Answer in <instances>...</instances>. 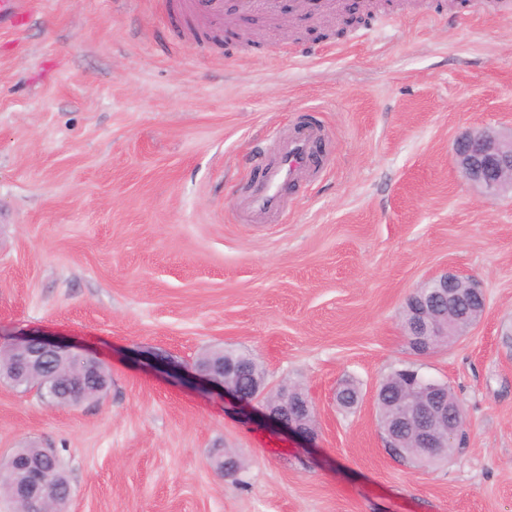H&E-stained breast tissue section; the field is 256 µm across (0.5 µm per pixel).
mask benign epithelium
I'll use <instances>...</instances> for the list:
<instances>
[{"instance_id":"1","label":"benign epithelium","mask_w":512,"mask_h":512,"mask_svg":"<svg viewBox=\"0 0 512 512\" xmlns=\"http://www.w3.org/2000/svg\"><path fill=\"white\" fill-rule=\"evenodd\" d=\"M456 164L464 176L480 193L486 196L512 194V132L504 134L493 128L467 130L459 135L453 145ZM423 292L411 302L413 322L410 335L420 350H430V340L442 335L443 329L452 330L457 336L469 334L485 313L487 298L484 291L471 279L445 271L427 279ZM52 360H78L83 370L73 380L61 403L78 406L86 401L83 385L91 380L103 391L107 387L102 373L103 362L90 352H75L72 348L43 338L22 341L19 348V368L35 377L43 375ZM245 368L244 362L221 354L219 357L197 365V372L212 384L224 389L244 403H263L265 414L283 428L308 435L315 419L312 402L303 397L292 400L283 387L273 389L262 382L245 397L236 388L238 373ZM397 412L386 419H379V430L386 448H403L418 456L421 467L426 468L436 458L435 449L445 439L454 448L463 444L462 410L448 404L439 382L421 380V388L409 394L396 395ZM415 418L416 428L404 439V425ZM7 463L17 477L15 499L20 512H58L62 496L50 492L54 485L68 487L66 479L53 471L41 457L29 458L11 453Z\"/></svg>"}]
</instances>
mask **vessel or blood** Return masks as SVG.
<instances>
[{
    "mask_svg": "<svg viewBox=\"0 0 512 512\" xmlns=\"http://www.w3.org/2000/svg\"><path fill=\"white\" fill-rule=\"evenodd\" d=\"M181 9L187 18L218 28L228 15L246 18L276 15L279 0H183ZM322 138V129L311 121L289 134L279 143L274 160L263 165L260 181L245 197V207L263 216L279 214L289 189L309 173Z\"/></svg>",
    "mask_w": 512,
    "mask_h": 512,
    "instance_id": "b4317fda",
    "label": "vessel or blood"
}]
</instances>
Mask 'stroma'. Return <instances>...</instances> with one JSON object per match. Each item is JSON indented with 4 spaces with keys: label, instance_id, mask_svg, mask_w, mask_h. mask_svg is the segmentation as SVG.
<instances>
[{
    "label": "stroma",
    "instance_id": "stroma-1",
    "mask_svg": "<svg viewBox=\"0 0 512 512\" xmlns=\"http://www.w3.org/2000/svg\"><path fill=\"white\" fill-rule=\"evenodd\" d=\"M21 4L0 25V347L91 351L110 383L67 407L0 381V458L55 449L66 512H512V198L452 155L466 129L512 126V6L382 0L366 23L215 34L175 0ZM308 108L318 171L255 223L234 199ZM446 270L485 316L415 353L403 306ZM222 347L299 383L314 437L202 383ZM405 366L465 411L466 448L434 468L377 429L373 394ZM347 379L363 400L345 411Z\"/></svg>",
    "mask_w": 512,
    "mask_h": 512
}]
</instances>
